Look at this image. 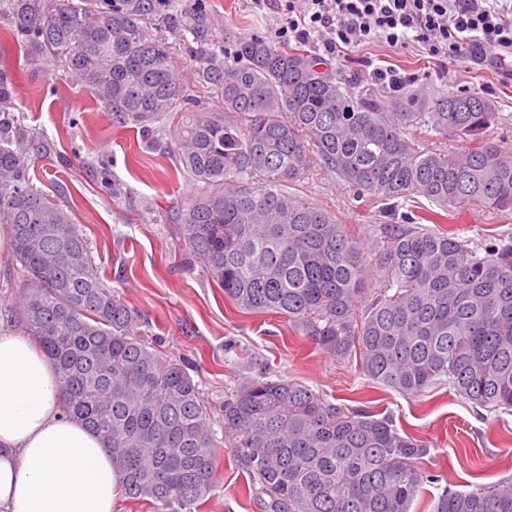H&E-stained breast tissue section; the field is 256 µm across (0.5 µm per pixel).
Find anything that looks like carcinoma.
Listing matches in <instances>:
<instances>
[{
	"instance_id": "cac0c4a2",
	"label": "carcinoma",
	"mask_w": 512,
	"mask_h": 512,
	"mask_svg": "<svg viewBox=\"0 0 512 512\" xmlns=\"http://www.w3.org/2000/svg\"><path fill=\"white\" fill-rule=\"evenodd\" d=\"M18 33L106 109L174 123V154L205 192L181 212L183 239L239 308L278 313L321 350L403 395L446 384L473 407L512 412V237L487 245L441 228L470 206L512 213V153L486 137L495 101L454 93L413 110L341 90L302 47L243 38L199 72L222 104L189 109L165 41L176 23L202 42L208 15L175 0H0ZM450 131L455 152L423 150L408 127ZM0 129V222L23 274L20 326L52 362L62 408L112 454L124 495L153 512H200L225 444L264 512H410L423 442L361 407L266 374L224 397L213 430L199 384L163 360L135 312L101 278L88 240L56 203L19 186L25 158ZM320 164L380 201L428 199L422 224H381L368 258L336 215L288 193ZM433 512H512V477L443 487Z\"/></svg>"
}]
</instances>
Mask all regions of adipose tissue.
Here are the masks:
<instances>
[{"label": "adipose tissue", "mask_w": 512, "mask_h": 512, "mask_svg": "<svg viewBox=\"0 0 512 512\" xmlns=\"http://www.w3.org/2000/svg\"><path fill=\"white\" fill-rule=\"evenodd\" d=\"M118 482L100 439L63 412L49 359L0 333V512H113Z\"/></svg>", "instance_id": "1"}]
</instances>
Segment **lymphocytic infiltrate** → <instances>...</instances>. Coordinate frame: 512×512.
I'll use <instances>...</instances> for the list:
<instances>
[{"instance_id":"lymphocytic-infiltrate-1","label":"lymphocytic infiltrate","mask_w":512,"mask_h":512,"mask_svg":"<svg viewBox=\"0 0 512 512\" xmlns=\"http://www.w3.org/2000/svg\"><path fill=\"white\" fill-rule=\"evenodd\" d=\"M283 17L278 42L319 41L326 54L383 42L394 48L417 43L433 56H470L496 67L512 53V8L490 0H252Z\"/></svg>"}]
</instances>
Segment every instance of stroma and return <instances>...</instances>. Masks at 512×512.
Returning <instances> with one entry per match:
<instances>
[{
    "instance_id": "35a3bbf8",
    "label": "stroma",
    "mask_w": 512,
    "mask_h": 512,
    "mask_svg": "<svg viewBox=\"0 0 512 512\" xmlns=\"http://www.w3.org/2000/svg\"><path fill=\"white\" fill-rule=\"evenodd\" d=\"M219 21L213 42L229 45L268 36L279 23L271 10L250 0H201ZM160 37L170 46L198 112L218 108L197 75L206 64V47L184 41L176 27ZM342 87L373 90L390 100L442 97L475 92L493 99L499 112L488 131L502 149L512 151V80L467 59L433 57L419 45L393 49L359 46L326 60ZM414 75L408 92L376 87L374 68ZM0 71L13 82L9 100L0 103V120L20 134L27 156L22 183L59 203L90 242L105 283L137 313L146 337L161 340L164 359L186 361L212 410L213 428H221L225 394L244 377L261 372L309 386L333 404L353 408L366 402L377 416L392 417L399 431L428 447L418 463L440 475L424 484L411 512H432L445 484L459 490L512 476V413L478 416L470 404L445 385L423 396L405 397L374 385L359 373L356 358L324 353L279 314L240 312L208 277L205 265L179 232L183 207L204 191L181 171L169 136L150 126L122 121L108 112L58 62L25 40L10 19L0 17ZM309 202L333 211L375 254L376 225L390 223L383 202L360 195L336 175L319 167L293 187ZM455 232L467 238L512 236V214L469 211ZM20 288V265L0 238V326L17 329L12 303ZM219 487L202 512H261L250 490V476L236 455L219 448Z\"/></svg>"
}]
</instances>
